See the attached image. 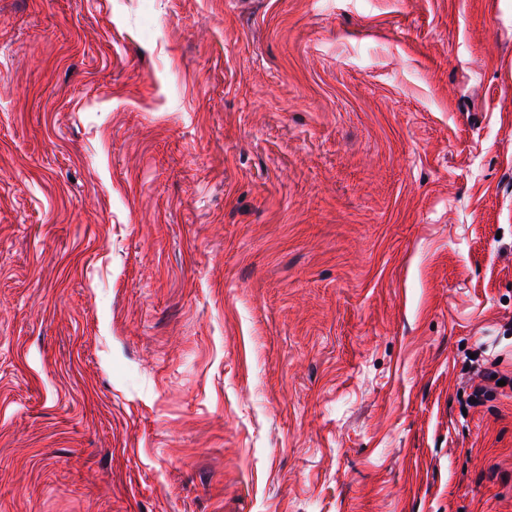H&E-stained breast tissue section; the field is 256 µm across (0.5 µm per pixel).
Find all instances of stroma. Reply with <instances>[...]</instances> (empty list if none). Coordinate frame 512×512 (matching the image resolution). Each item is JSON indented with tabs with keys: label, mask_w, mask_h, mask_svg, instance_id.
I'll return each instance as SVG.
<instances>
[{
	"label": "stroma",
	"mask_w": 512,
	"mask_h": 512,
	"mask_svg": "<svg viewBox=\"0 0 512 512\" xmlns=\"http://www.w3.org/2000/svg\"><path fill=\"white\" fill-rule=\"evenodd\" d=\"M0 512H512V0H0Z\"/></svg>",
	"instance_id": "stroma-1"
}]
</instances>
